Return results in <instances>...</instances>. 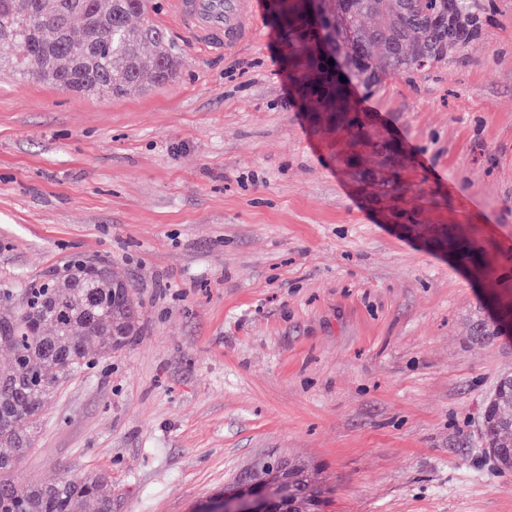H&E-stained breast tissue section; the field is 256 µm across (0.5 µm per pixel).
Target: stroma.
Here are the masks:
<instances>
[{
    "label": "stroma",
    "instance_id": "1",
    "mask_svg": "<svg viewBox=\"0 0 512 512\" xmlns=\"http://www.w3.org/2000/svg\"><path fill=\"white\" fill-rule=\"evenodd\" d=\"M197 48L149 23L177 78L91 97L0 75V291L108 263L138 336L46 404L25 485L98 471L112 512H192L266 457L307 463L323 512H512L481 411L512 373V0L462 62L356 87L402 152L395 206L288 79L270 0Z\"/></svg>",
    "mask_w": 512,
    "mask_h": 512
}]
</instances>
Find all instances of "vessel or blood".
Masks as SVG:
<instances>
[{
  "label": "vessel or blood",
  "instance_id": "b4317fda",
  "mask_svg": "<svg viewBox=\"0 0 512 512\" xmlns=\"http://www.w3.org/2000/svg\"><path fill=\"white\" fill-rule=\"evenodd\" d=\"M172 7L179 27L204 50L232 48L254 30L249 0H173Z\"/></svg>",
  "mask_w": 512,
  "mask_h": 512
}]
</instances>
